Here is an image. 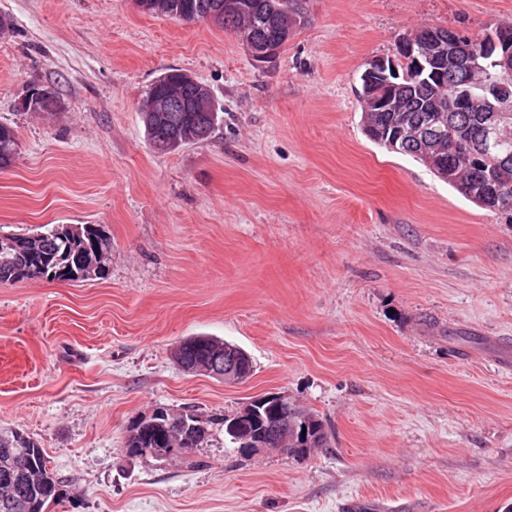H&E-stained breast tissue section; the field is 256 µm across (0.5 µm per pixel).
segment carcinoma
<instances>
[{
	"instance_id": "cac0c4a2",
	"label": "carcinoma",
	"mask_w": 512,
	"mask_h": 512,
	"mask_svg": "<svg viewBox=\"0 0 512 512\" xmlns=\"http://www.w3.org/2000/svg\"><path fill=\"white\" fill-rule=\"evenodd\" d=\"M238 11H224V0H147L149 13L182 19L198 18L210 12L224 14L222 28L235 32L252 31L256 40L275 36L276 23H289L295 17H307L306 0H237ZM492 28L481 36L462 37L448 69L441 78L413 75V61L397 62L399 77L361 78L362 115L367 136L378 145L424 163L449 186L475 205L498 212L512 220V211L504 207L496 186L512 189V70L498 63L499 55L491 41ZM478 61L482 81L499 87L508 99L505 111L498 113L496 126L481 119L485 106L480 91L467 112H436L435 105L448 99V85L463 84L469 64ZM401 100V112H374L375 96ZM159 96L150 90L141 108V119L152 147L173 152L208 140L218 124V113L209 100L196 97V86L186 84L185 112H155ZM416 125L422 128L420 139L399 136L401 130ZM15 133L0 125V167L9 165L15 154ZM11 246L0 247V283L25 278L60 281L89 279L87 269L96 277L104 275V260L110 242L96 224H57L42 230L7 235ZM235 344L211 336H193L181 342V361L189 370L224 364V355ZM224 419L225 434L231 443L247 452L254 441L279 426L275 447L284 448L289 458H306L313 448L328 447V437L316 415L301 408L291 398L278 401L263 398ZM188 422L200 425V432L184 443L168 434L163 418H142L131 428L127 440L130 453H147L149 448H196L208 433L207 422L186 411ZM61 497L52 472L47 469L44 449L29 436L18 432L0 434V512H47Z\"/></svg>"
}]
</instances>
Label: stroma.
Here are the masks:
<instances>
[{"mask_svg":"<svg viewBox=\"0 0 512 512\" xmlns=\"http://www.w3.org/2000/svg\"><path fill=\"white\" fill-rule=\"evenodd\" d=\"M267 62L234 33L135 0H0V235L97 224L103 277L0 283V432L43 448L49 512H505L512 506V222L363 131V63L430 24L469 35L512 0H307ZM179 68L221 120L172 153L139 105ZM58 112H26L30 87ZM207 335L253 360L244 383L184 372ZM322 421L303 460L224 433L260 395ZM203 444L132 455L157 407Z\"/></svg>","mask_w":512,"mask_h":512,"instance_id":"35a3bbf8","label":"stroma"}]
</instances>
